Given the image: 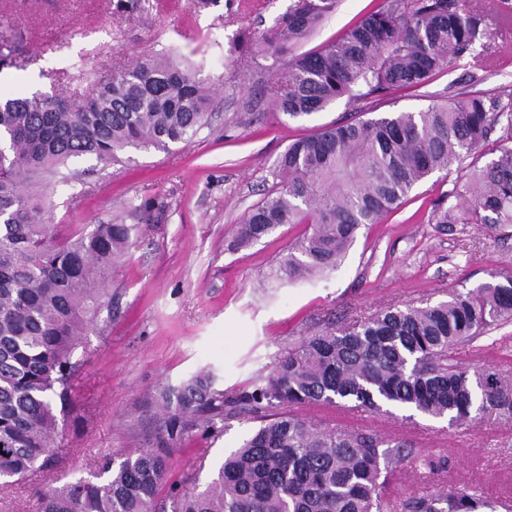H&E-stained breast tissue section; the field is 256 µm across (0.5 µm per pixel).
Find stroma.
Here are the masks:
<instances>
[{"label":"stroma","mask_w":512,"mask_h":512,"mask_svg":"<svg viewBox=\"0 0 512 512\" xmlns=\"http://www.w3.org/2000/svg\"><path fill=\"white\" fill-rule=\"evenodd\" d=\"M380 2L337 0L298 52L336 39ZM289 4L257 0L254 8L230 10L218 0L200 9L193 0H173L168 9L136 15L120 9L119 0H0V42L15 49L14 66L0 69L1 99L55 86L77 104L115 71L166 49L219 87L209 126L190 142L167 150L131 148L106 166L78 160L81 179L48 187V218L58 230H90L116 219L139 230L112 270L95 330L74 355L71 392L56 412L65 452L24 482L0 488V512H35L36 490L87 475L101 454L145 447L162 423L161 393L199 372H216L219 389L238 393L305 337L368 320L390 306L443 301L452 290L512 274V228L498 235L482 224L427 221L432 201L463 182L469 158L414 187L395 212L358 232L334 271L310 281L276 277L305 225H285L258 243L230 249L237 224L271 188V170L293 141L325 124L418 112L461 92L512 91L507 33L491 42L499 65L481 83H471L467 67L455 65L418 89L360 103L344 97L311 116L288 118L268 105L271 60L244 67L228 47L242 28L256 34L272 29ZM81 51L86 78L65 77ZM146 199L155 204L148 222L134 211ZM452 355L512 378V321L491 326ZM313 416L448 459L447 470L429 478L399 467L391 486L395 497L457 483L512 500V419L498 413L453 425L404 407L380 414L324 407ZM255 426L241 414L225 420L218 435L192 437L172 456L170 482L182 485L192 477L205 486Z\"/></svg>","instance_id":"1"}]
</instances>
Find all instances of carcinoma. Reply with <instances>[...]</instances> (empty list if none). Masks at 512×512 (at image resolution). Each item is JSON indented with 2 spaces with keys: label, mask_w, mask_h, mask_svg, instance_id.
Masks as SVG:
<instances>
[{
  "label": "carcinoma",
  "mask_w": 512,
  "mask_h": 512,
  "mask_svg": "<svg viewBox=\"0 0 512 512\" xmlns=\"http://www.w3.org/2000/svg\"><path fill=\"white\" fill-rule=\"evenodd\" d=\"M336 0H291L275 27L239 31L230 51L284 68L267 87L273 110L296 119L342 97L357 102L420 88L470 58L489 71L498 32L512 29V0H383L322 48H293ZM210 88L170 53L115 72L72 108L57 92L0 102V485L26 479L63 453L54 401L65 399L72 357L94 325L113 266L138 225L98 224L63 234L45 223L46 187L70 181L75 158L119 161L129 148L187 142L209 124ZM490 159L441 194L429 224L512 227V92L458 94L421 112L320 127L277 158L274 182L238 224L245 247L286 224H309L278 276L306 280L336 268L358 231L398 208L421 181L463 157ZM463 201L464 209L449 203ZM512 320V276L454 290L435 304L383 310L281 352L267 375L233 396L213 372L161 394L162 429L145 448L104 454L86 477L49 487L36 512H390L387 489L401 463L431 473L442 462L374 432L306 418L307 406L352 403L380 413L402 406L457 423L496 411L512 418V380L449 355ZM243 410L259 426L195 492L168 484L174 449ZM167 493H162L163 487ZM507 505L468 488L414 496L400 512H496Z\"/></svg>",
  "instance_id": "carcinoma-1"
}]
</instances>
